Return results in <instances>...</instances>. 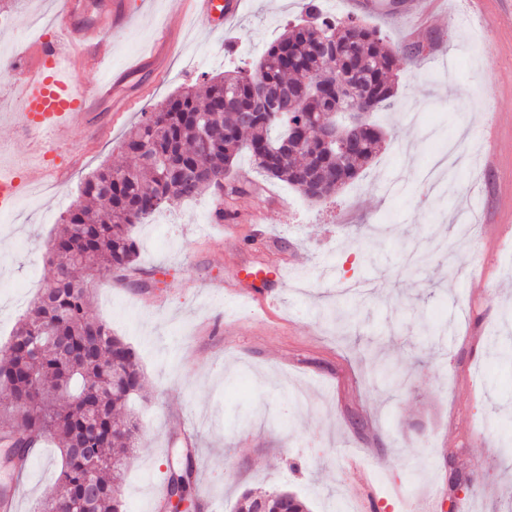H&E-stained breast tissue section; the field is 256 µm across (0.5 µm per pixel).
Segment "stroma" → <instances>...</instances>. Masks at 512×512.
<instances>
[{
    "label": "stroma",
    "mask_w": 512,
    "mask_h": 512,
    "mask_svg": "<svg viewBox=\"0 0 512 512\" xmlns=\"http://www.w3.org/2000/svg\"><path fill=\"white\" fill-rule=\"evenodd\" d=\"M307 0H248L212 30L170 0H130L135 21L113 35L106 77L180 32L165 74L141 71L115 94L128 108L93 149L81 128L63 146L69 180L26 197L0 217V351L51 279L50 240L81 182L128 164L125 132L180 88L253 64ZM371 13L320 0L401 48L390 109L375 114L382 149L334 202H314L260 176L249 155L233 173L250 194L173 202L137 225L135 285L97 275L89 313L138 353L144 395L130 411L141 429L123 474L126 512L160 505L172 470L194 446L190 497L233 512L243 491L290 488L312 512H512V456L488 425L491 404L512 429V364L486 337L512 335V0H388ZM52 0L0 7V58L15 59L35 33L23 18ZM10 70L0 71V161L38 155L22 132ZM233 212L234 235L213 217ZM448 251L408 266L412 246ZM279 270L273 306L229 294L247 275ZM408 377L392 392L367 382V346ZM352 449L349 463L342 449ZM473 474L479 495L448 502L450 464ZM59 450L46 441L20 485V512L56 490Z\"/></svg>",
    "instance_id": "1"
}]
</instances>
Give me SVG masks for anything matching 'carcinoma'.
<instances>
[{
	"label": "carcinoma",
	"instance_id": "cac0c4a2",
	"mask_svg": "<svg viewBox=\"0 0 512 512\" xmlns=\"http://www.w3.org/2000/svg\"><path fill=\"white\" fill-rule=\"evenodd\" d=\"M310 25L295 23L270 44L253 81L236 67L207 79L198 92L185 87L144 113L124 135L121 148L135 164L116 170L101 167L89 176L66 218L50 241L51 282L26 311L0 364V442L20 462L47 436H56L62 464L57 493L39 512H65L81 503L85 512H126L120 485L125 448L140 424L117 412L143 388L136 351L88 314L90 270L120 280L133 269L138 246L133 228L175 200H193L207 191L224 190V181L242 152L267 178L301 190L306 177L323 179L324 200L335 188L355 180L378 154L383 130L366 119L350 154L323 148L316 130L336 104L335 85L351 89L349 100L371 115L391 106L395 95L389 78L400 48L389 46L380 31L353 19L344 24L322 17L309 0ZM330 60L317 53L323 42ZM320 80L326 95L308 91ZM264 84L299 103L282 109L261 103ZM252 112L244 121L240 109ZM300 126L302 147L278 156L292 125ZM370 380L395 390L405 378L390 362L379 361ZM310 512V504L287 488L244 492L234 512Z\"/></svg>",
	"mask_w": 512,
	"mask_h": 512
}]
</instances>
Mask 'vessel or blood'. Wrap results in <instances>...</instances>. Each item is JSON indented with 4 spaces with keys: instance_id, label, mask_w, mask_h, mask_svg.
I'll use <instances>...</instances> for the list:
<instances>
[{
    "instance_id": "obj_1",
    "label": "vessel or blood",
    "mask_w": 512,
    "mask_h": 512,
    "mask_svg": "<svg viewBox=\"0 0 512 512\" xmlns=\"http://www.w3.org/2000/svg\"><path fill=\"white\" fill-rule=\"evenodd\" d=\"M56 18L68 37L69 50L39 41L14 63V90L23 108L20 128L40 137L47 152L68 142L77 118L83 121L88 142H97L104 134L106 126L99 114L128 74L115 71L108 80L86 86L77 84L76 78L106 61L112 51L111 32L133 21L127 0H103L92 15L84 12L81 0H58ZM48 173L61 183L67 179L69 168L36 166L23 176L13 167L0 165V214L10 212Z\"/></svg>"
}]
</instances>
